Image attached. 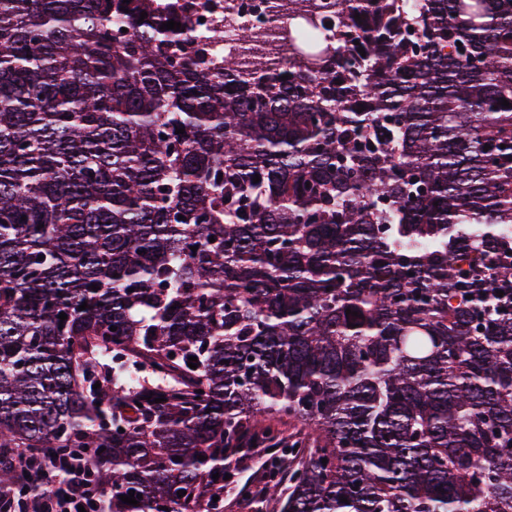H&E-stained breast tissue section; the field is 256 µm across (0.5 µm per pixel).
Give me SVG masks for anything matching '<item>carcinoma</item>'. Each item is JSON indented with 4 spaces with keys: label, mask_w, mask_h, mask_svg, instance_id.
Segmentation results:
<instances>
[{
    "label": "carcinoma",
    "mask_w": 512,
    "mask_h": 512,
    "mask_svg": "<svg viewBox=\"0 0 512 512\" xmlns=\"http://www.w3.org/2000/svg\"><path fill=\"white\" fill-rule=\"evenodd\" d=\"M288 8L275 70L0 0V448L112 512H208L247 440L277 512H512V0Z\"/></svg>",
    "instance_id": "carcinoma-1"
}]
</instances>
